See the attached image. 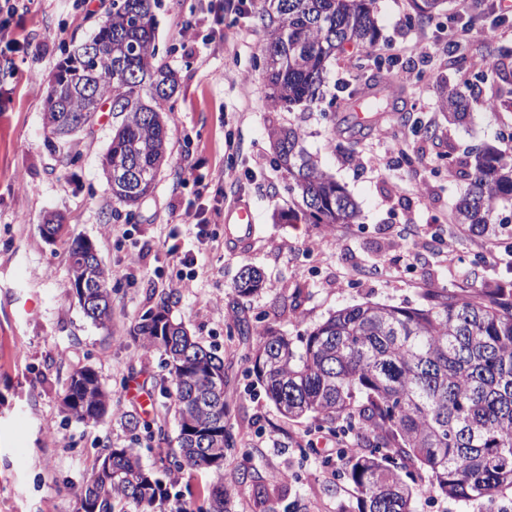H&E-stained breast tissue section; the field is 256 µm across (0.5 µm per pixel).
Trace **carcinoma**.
<instances>
[{
    "label": "carcinoma",
    "instance_id": "cac0c4a2",
    "mask_svg": "<svg viewBox=\"0 0 512 512\" xmlns=\"http://www.w3.org/2000/svg\"><path fill=\"white\" fill-rule=\"evenodd\" d=\"M441 0H413L415 17L430 19ZM374 0H264L259 20L267 38L256 57L267 78L274 109L313 106L323 98L329 64L346 48L375 45ZM152 0H112V13L92 40L101 44L94 60L67 56L58 66L68 91H50L45 124L49 136L71 119L89 125L97 108L79 86L94 84L98 100L112 99L120 118L106 158L112 167L138 169L134 182L116 181L112 198L135 207L154 188L168 159L161 112L142 101L155 88L162 98L176 90L177 74L156 61ZM383 60L351 97H367L373 112H393L380 96L386 82ZM439 107L456 121L467 112L463 94L439 95ZM277 160L292 180L297 207L288 215L306 224H352L356 205L303 147L296 129L282 128L274 142ZM462 176L468 183L455 203L456 223L484 228L512 206V149H477ZM70 284L89 296L84 314L106 325L111 291L103 267L85 260L84 240L69 247ZM263 284L262 273L244 267L236 283L241 296ZM162 298L136 327L144 347L157 350L170 375L161 395L173 404L176 446L160 455L159 471L141 465L140 449L108 448L77 502L85 512H226L224 455V360L204 348L169 316ZM255 370L268 398L288 418L311 417L328 424L343 420L357 428L347 474L361 495L362 512H414L412 491L392 456L428 468L447 497L493 504L512 491V289L491 288L470 298L430 291L420 308L363 303L336 311L300 336V347L271 328L256 336ZM109 394L95 370L82 368L67 380L63 410L83 424L107 414ZM125 428L135 442L153 431L135 415ZM212 470L217 482L198 505L172 494L157 476Z\"/></svg>",
    "mask_w": 512,
    "mask_h": 512
}]
</instances>
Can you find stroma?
Returning <instances> with one entry per match:
<instances>
[{
    "instance_id": "stroma-1",
    "label": "stroma",
    "mask_w": 512,
    "mask_h": 512,
    "mask_svg": "<svg viewBox=\"0 0 512 512\" xmlns=\"http://www.w3.org/2000/svg\"><path fill=\"white\" fill-rule=\"evenodd\" d=\"M465 0H444L427 23L412 18L411 0H375L377 54L393 59L391 78L409 75L397 111L375 118L352 143L345 131L351 91L370 75L361 51L330 64L323 100L305 111H271L255 58L266 38L262 0L240 10L225 0H156L157 59L179 86L164 102L168 161L136 219L112 197L103 161L118 120L102 101L93 122L65 147L47 145L44 108L51 78L66 51L91 40L112 0H19L7 17L11 43L0 42V512H74L102 449L130 446L126 415L163 426L159 449L173 446L177 422L160 384L168 376L158 351L143 348L134 329L161 296L171 317L224 360V456L229 512H362L358 491L338 470L342 447L355 441L345 422L281 416L257 381L255 339L246 323L289 338L312 330L337 310L375 302L416 308L428 290L460 297L485 288L512 289V208L488 231L456 223L454 204L466 189L460 165L471 149L505 148L512 134V20L493 40L467 44L457 65L448 49V20L466 14ZM197 29L184 44L186 23ZM463 84L468 112L449 122L436 80ZM300 130L320 168L345 187L354 223L333 227L280 219L291 204L288 174L275 162L270 131ZM255 224L249 242L226 238L236 203ZM196 209L209 238L181 221ZM63 227L46 240L41 224ZM90 240L113 277L111 320L88 319L70 286L67 249ZM498 259H491L489 246ZM193 252L195 268L179 256ZM259 268L265 285L240 297L243 267ZM95 369L112 407L95 425L68 418L65 383ZM143 385L148 406L131 401L125 384ZM287 473L272 485L271 474ZM403 473L416 512H485L484 504L448 498L419 464Z\"/></svg>"
}]
</instances>
